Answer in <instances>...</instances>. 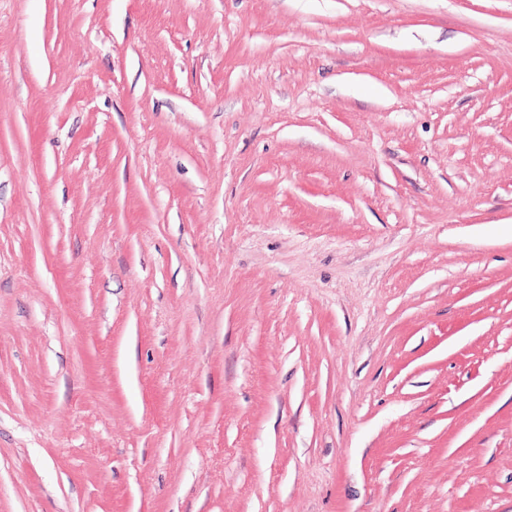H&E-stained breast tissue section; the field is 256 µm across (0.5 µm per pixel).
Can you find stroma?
Returning <instances> with one entry per match:
<instances>
[{"mask_svg": "<svg viewBox=\"0 0 512 512\" xmlns=\"http://www.w3.org/2000/svg\"><path fill=\"white\" fill-rule=\"evenodd\" d=\"M0 512H512V0H0Z\"/></svg>", "mask_w": 512, "mask_h": 512, "instance_id": "stroma-1", "label": "stroma"}]
</instances>
